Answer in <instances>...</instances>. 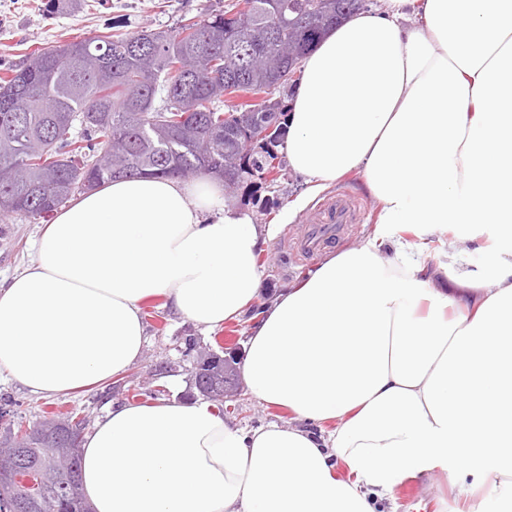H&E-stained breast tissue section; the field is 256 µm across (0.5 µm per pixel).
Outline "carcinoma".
Returning <instances> with one entry per match:
<instances>
[{
  "instance_id": "obj_1",
  "label": "carcinoma",
  "mask_w": 512,
  "mask_h": 512,
  "mask_svg": "<svg viewBox=\"0 0 512 512\" xmlns=\"http://www.w3.org/2000/svg\"><path fill=\"white\" fill-rule=\"evenodd\" d=\"M237 0L173 30L86 37L37 52L0 76V212L45 219L72 197L120 177L175 178L229 169L236 189L274 182L288 127L274 91L297 81L305 54L356 0ZM82 0H47V16ZM259 98L234 104L239 93ZM81 127V135L71 130ZM254 138L249 152L245 141ZM90 417L50 412L0 437V471L35 512H91L80 484Z\"/></svg>"
}]
</instances>
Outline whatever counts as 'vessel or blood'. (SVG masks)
Here are the masks:
<instances>
[{"label":"vessel or blood","instance_id":"obj_1","mask_svg":"<svg viewBox=\"0 0 512 512\" xmlns=\"http://www.w3.org/2000/svg\"><path fill=\"white\" fill-rule=\"evenodd\" d=\"M356 211V205L345 194L326 202L314 214L310 224L290 236L291 250L310 257L325 245L339 241L343 225L351 222Z\"/></svg>","mask_w":512,"mask_h":512}]
</instances>
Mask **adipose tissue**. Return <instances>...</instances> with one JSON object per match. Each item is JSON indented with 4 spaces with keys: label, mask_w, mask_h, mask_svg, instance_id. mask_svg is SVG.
Returning <instances> with one entry per match:
<instances>
[{
    "label": "adipose tissue",
    "mask_w": 512,
    "mask_h": 512,
    "mask_svg": "<svg viewBox=\"0 0 512 512\" xmlns=\"http://www.w3.org/2000/svg\"><path fill=\"white\" fill-rule=\"evenodd\" d=\"M286 152L306 189L282 221L355 172L379 224L251 329L245 385L293 424L245 432L200 402L112 405L82 443L86 498L95 512H376L436 471L512 512V0H387L347 19L305 58ZM275 233L209 178L78 196L0 285V374L44 397L122 376L151 297L209 330L239 319ZM487 234L495 260L463 270L461 243ZM434 236L445 291L414 246Z\"/></svg>",
    "instance_id": "1"
}]
</instances>
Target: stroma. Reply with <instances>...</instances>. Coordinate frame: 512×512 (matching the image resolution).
<instances>
[{
	"label": "stroma",
	"mask_w": 512,
	"mask_h": 512,
	"mask_svg": "<svg viewBox=\"0 0 512 512\" xmlns=\"http://www.w3.org/2000/svg\"><path fill=\"white\" fill-rule=\"evenodd\" d=\"M234 0H86L77 12L45 17L44 0H0V69L22 65L35 52L54 49L74 39L109 35L115 32L134 33L144 28L168 29L182 18L206 19L216 10H226ZM304 190L301 178L291 168H284L274 185L253 188L242 185L231 191L232 200L253 209L255 198H270L275 202L270 212L255 211L259 224L278 225L277 235L263 246L259 265L262 282L257 302H272L277 295L304 281L319 264V257L294 262L282 244L291 225L305 223L318 205L336 193L352 196L361 207V219L347 240L355 246L374 235L377 213L362 178L355 173L336 180L331 187L297 210L290 224L280 221V214ZM45 221H31L16 216L0 215V283L8 282L21 272L33 255V244L39 240ZM142 318L147 331V343L137 364L121 378L75 392L63 398L41 397L6 378H0V410L9 419L30 425L42 420L44 413L65 404L100 417L112 404H126L130 390L140 386H166L171 396L186 398L190 389L192 360L182 354L184 338L193 335L200 346L218 350L229 334H236L239 345H246L250 325L240 322L237 331L229 327L208 330L176 314L165 298L153 297L142 304ZM232 409L226 413L227 424L249 431L271 422H286L291 418L287 408L260 403L248 391L241 389L234 396ZM413 495L395 487L390 503L395 512H419L418 503L431 505L432 512H468L466 499L446 486L442 476H416L412 479Z\"/></svg>",
	"instance_id": "35a3bbf8"
}]
</instances>
